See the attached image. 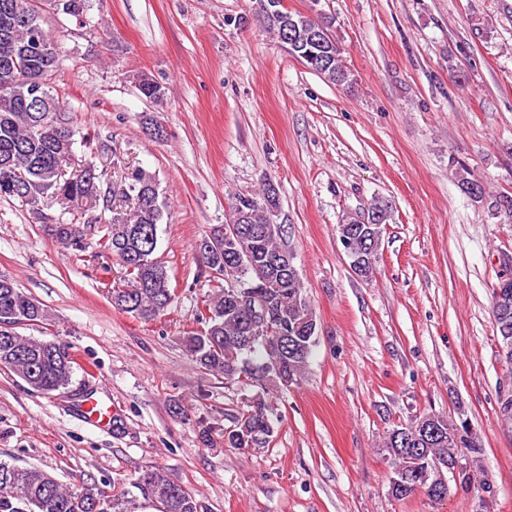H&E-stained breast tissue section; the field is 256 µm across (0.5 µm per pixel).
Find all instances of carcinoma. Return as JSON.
Returning a JSON list of instances; mask_svg holds the SVG:
<instances>
[{"instance_id":"1","label":"carcinoma","mask_w":512,"mask_h":512,"mask_svg":"<svg viewBox=\"0 0 512 512\" xmlns=\"http://www.w3.org/2000/svg\"><path fill=\"white\" fill-rule=\"evenodd\" d=\"M273 0H259L260 13L288 45L291 55L329 82L350 87L354 76L342 64L341 48L330 32V25L318 14L297 12L280 14L267 10ZM56 10L83 22L87 0H54ZM60 63V46L43 25L32 0H0V198L19 201L36 220L43 208L65 201L77 216L63 224H86L97 237V249L110 254L124 269L125 292L112 289V306L141 321H154L173 304L175 289L166 269L154 254L158 247V228L166 204L161 197L156 175L133 168L115 180L103 174H91L95 164L75 177L61 172L63 161L74 155V133L69 126L68 109L55 95L48 77ZM138 89L147 99L161 102L165 89L143 74ZM455 174L462 190L476 203L487 206L494 215L512 220V195L492 194L483 181L465 165ZM273 182L265 181L257 194H237L229 203L228 220L241 216V238L236 252L243 255V279L254 286L251 316L234 310L235 291L223 285L204 296L196 309L195 320L201 328L187 333L183 345L191 359L224 383H268L262 365H279L283 381L296 384L303 377L312 354L315 335L308 334L315 322L311 304L304 292L298 270L275 276L266 269L270 257L287 249L285 235L264 231L270 221L268 205ZM393 205L384 197L372 198L367 211L345 219L362 227L364 236L353 240L355 249L365 244L379 256L383 225L392 220ZM49 235L73 250L83 248L58 224L45 228ZM195 249L205 267L224 266V248L207 251L202 238ZM492 314L504 363L512 373V345L503 342V330L512 333V314L500 315L496 299H491ZM11 317L16 325L47 324L48 315L41 304L23 292L11 279L0 276V318ZM74 358L71 346L58 340L23 336L15 330L0 333V369L20 378L31 389L50 394L73 383ZM498 418L512 428V388L498 397ZM432 421L447 433L458 426L448 418L424 413L408 424L395 423L387 429L381 448L393 460L388 478V493L397 500L418 492L429 500L438 498L430 484L423 482L425 466L434 461L449 466L467 455L454 481L463 488L475 483L474 473L481 470L482 445L478 440L462 444L424 438V424ZM275 432L274 421L265 405L258 402L232 416L224 428V445L248 450L268 445ZM142 496L156 498L163 512H205L195 494L171 481L160 469L148 466L134 483ZM128 492L120 485L84 483L72 488L61 484L50 472L36 466H19L0 459V512H130Z\"/></svg>"}]
</instances>
